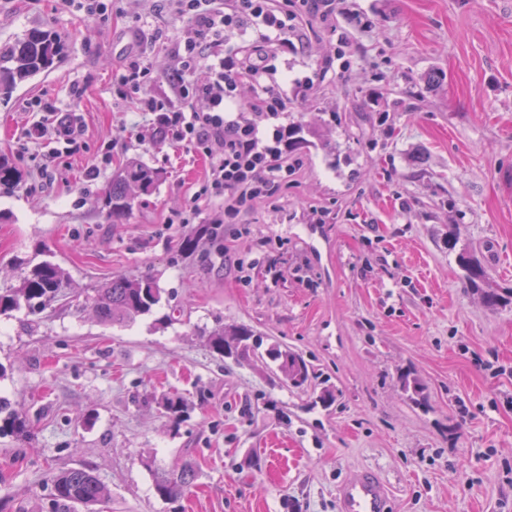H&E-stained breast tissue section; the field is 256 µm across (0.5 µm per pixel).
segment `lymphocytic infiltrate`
<instances>
[{"mask_svg": "<svg viewBox=\"0 0 512 512\" xmlns=\"http://www.w3.org/2000/svg\"><path fill=\"white\" fill-rule=\"evenodd\" d=\"M168 2L183 23L182 37L173 51L172 96L158 99L145 94L154 77L141 57L123 65L115 83L135 94L137 110L153 113L162 131L208 158L210 168L200 193L223 200L224 212L231 216L259 196L275 194L288 176L279 140L262 139L260 124L286 108L283 93L271 84L270 55L303 42L305 35L294 22L288 0ZM248 28L258 30V41L225 48L226 31ZM201 64L207 65L212 79L204 85L192 84L189 75ZM244 85L253 88V97L239 105L234 117H227L225 102ZM193 99L205 100L206 109L189 108Z\"/></svg>", "mask_w": 512, "mask_h": 512, "instance_id": "obj_1", "label": "lymphocytic infiltrate"}]
</instances>
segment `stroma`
<instances>
[{
  "label": "stroma",
  "mask_w": 512,
  "mask_h": 512,
  "mask_svg": "<svg viewBox=\"0 0 512 512\" xmlns=\"http://www.w3.org/2000/svg\"><path fill=\"white\" fill-rule=\"evenodd\" d=\"M96 2L0 0V44L66 37L0 98L21 174L0 191V288L19 261L70 279L55 307L0 316V395L33 432L0 437V512H76L50 477L79 465L110 492L94 512H337L360 468L390 512H512V304L486 307L458 264L468 250L512 289V0H336L331 23L293 0L305 41L273 61L288 110L261 124L292 133L288 178L190 257L181 241L224 211L196 197L209 161L112 84L145 49L149 94H169L182 24L165 0ZM134 159L162 179L115 224L103 196ZM145 273L172 323H101L96 288ZM219 323L302 353L335 402L217 357L194 330ZM165 395L188 405L179 427ZM176 462L197 479L165 501L155 478Z\"/></svg>",
  "instance_id": "obj_1"
}]
</instances>
